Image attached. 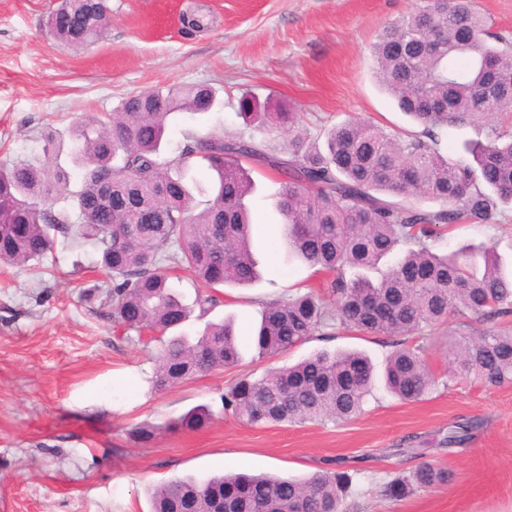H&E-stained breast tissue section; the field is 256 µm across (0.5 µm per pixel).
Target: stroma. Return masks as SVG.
<instances>
[{
	"label": "stroma",
	"instance_id": "35a3bbf8",
	"mask_svg": "<svg viewBox=\"0 0 512 512\" xmlns=\"http://www.w3.org/2000/svg\"><path fill=\"white\" fill-rule=\"evenodd\" d=\"M58 3L0 0V163L41 157L42 134L56 130L71 190L82 180L70 161L72 127L162 85H210L222 101L209 113L172 117L170 148L188 127L228 138L244 133L237 110L244 92L286 103L320 147L348 119L401 134L418 130L380 90L370 46L379 28L420 0H112L102 38L77 52L47 34ZM197 15L207 27L187 29L185 18ZM253 178L247 203L261 277L224 287L210 315L244 335L259 325L264 302L287 297L311 276L281 242L276 176L257 170ZM468 244L511 262L512 214L458 227L437 249ZM106 279L89 246L56 245L38 268L0 266V512H149V487L175 477L305 478L336 467L355 477L345 512H512V385L450 381L445 342L424 352L436 385L418 401H400L379 382L351 421L250 426L223 414L221 396L241 374L262 375L267 360L246 346L236 368L154 390L150 350L80 298L81 289ZM393 349L386 337L339 330L276 364L357 350L380 368ZM196 406L212 410L208 425L167 429ZM473 417L483 427L463 444H448L453 426ZM143 422L160 427L147 444L131 433ZM425 461L447 469V483L400 499L381 495L383 484Z\"/></svg>",
	"mask_w": 512,
	"mask_h": 512
}]
</instances>
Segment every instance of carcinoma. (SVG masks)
<instances>
[{
	"mask_svg": "<svg viewBox=\"0 0 512 512\" xmlns=\"http://www.w3.org/2000/svg\"><path fill=\"white\" fill-rule=\"evenodd\" d=\"M110 0H61L47 21L57 42L84 49L110 20ZM376 76L398 107L423 127L404 138L353 120L327 132L326 150L296 133L297 113L260 104L244 93L247 126L290 137L288 151L267 140L188 129L166 152L169 118L205 113L216 91L196 84L133 93L113 111L72 130L73 165L82 187L72 193L56 138H43L45 162L0 166V264L42 262L58 241H90L109 281L82 291L125 333L161 344L152 388L166 389L241 362L242 337L229 323L208 322L195 336L183 326L192 309L170 287L168 269H184L204 291L197 319L220 306V288L258 277L255 224L245 204L252 165L279 178L277 209L291 256L318 282L265 304L249 336L259 357L276 360L336 329L396 338L384 366L386 388L413 402L435 380L425 343L448 336V375L486 387L512 383V272L486 250L435 251L445 231L490 224L512 209V133L502 130L512 107V41L495 32L473 0H424L384 26L371 46ZM493 64L494 78L486 80ZM430 100L446 104L427 112ZM471 126L479 139L463 152H443L442 133ZM215 176L214 198L195 211L191 173ZM451 316L486 324L473 336L442 327ZM420 335L408 346L403 337ZM373 366L357 352H320L294 365L244 374L221 397L223 409L250 425L346 422L364 410ZM212 419L192 409L173 425L198 430ZM476 419L455 425L460 444ZM354 476L346 471L293 480L223 474L175 478L153 486L151 512H343ZM448 482V471L423 463L384 486L405 497Z\"/></svg>",
	"mask_w": 512,
	"mask_h": 512,
	"instance_id": "carcinoma-1",
	"label": "carcinoma"
}]
</instances>
